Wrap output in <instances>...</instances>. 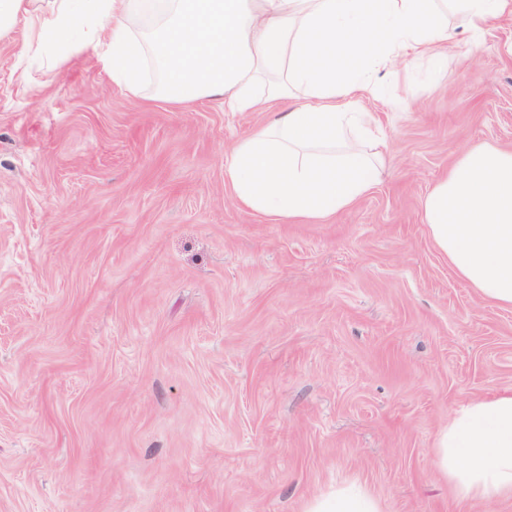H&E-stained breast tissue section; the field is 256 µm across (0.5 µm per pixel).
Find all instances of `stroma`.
<instances>
[{
	"label": "stroma",
	"instance_id": "stroma-1",
	"mask_svg": "<svg viewBox=\"0 0 512 512\" xmlns=\"http://www.w3.org/2000/svg\"><path fill=\"white\" fill-rule=\"evenodd\" d=\"M358 95L379 182L325 224L244 207L224 157L262 112L112 80L109 49L0 40V512H382L458 501L451 415L512 390V309L433 244L423 200L472 144L512 145V18ZM306 512H381L379 501L369 492L354 487L336 490V494L317 499Z\"/></svg>",
	"mask_w": 512,
	"mask_h": 512
}]
</instances>
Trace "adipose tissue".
Returning a JSON list of instances; mask_svg holds the SVG:
<instances>
[{
    "instance_id": "1",
    "label": "adipose tissue",
    "mask_w": 512,
    "mask_h": 512,
    "mask_svg": "<svg viewBox=\"0 0 512 512\" xmlns=\"http://www.w3.org/2000/svg\"><path fill=\"white\" fill-rule=\"evenodd\" d=\"M512 16V0H0V39L106 41L112 78L147 76L172 105L203 97L232 112L273 100L282 112L225 162L237 197L283 224H320L376 183L371 113L352 100L398 61L441 64L455 29ZM435 247L483 300L512 309V147L482 142L449 165L423 201ZM434 463L458 501L512 498V390L471 401L439 432ZM307 512H381L354 487Z\"/></svg>"
}]
</instances>
